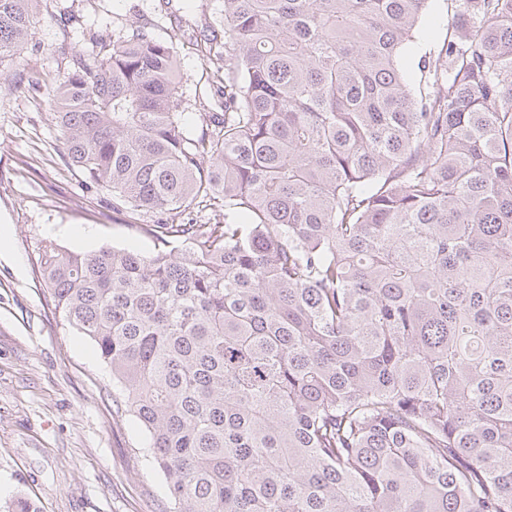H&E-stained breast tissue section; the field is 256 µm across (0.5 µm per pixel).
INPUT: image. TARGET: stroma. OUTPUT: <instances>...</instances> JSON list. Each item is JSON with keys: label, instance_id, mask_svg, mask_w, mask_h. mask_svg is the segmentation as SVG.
I'll return each instance as SVG.
<instances>
[{"label": "stroma", "instance_id": "1", "mask_svg": "<svg viewBox=\"0 0 512 512\" xmlns=\"http://www.w3.org/2000/svg\"><path fill=\"white\" fill-rule=\"evenodd\" d=\"M220 0H39L25 62L0 67V512L18 498L39 512H164L166 489L145 458L148 438L118 412L119 389L92 342L63 323L35 270L46 243L154 251L86 184L53 130L50 86L91 35L144 24L177 34L188 119L215 64L199 39Z\"/></svg>", "mask_w": 512, "mask_h": 512}]
</instances>
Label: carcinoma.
Wrapping results in <instances>:
<instances>
[{
  "mask_svg": "<svg viewBox=\"0 0 512 512\" xmlns=\"http://www.w3.org/2000/svg\"><path fill=\"white\" fill-rule=\"evenodd\" d=\"M37 0H0V67ZM222 0L183 115L173 39L74 50L57 140L165 251L43 250L149 435L169 512H512V0ZM219 224H170L196 201ZM453 11L447 9V4L441 0L435 2L433 10L428 14L423 22V28L431 26L432 36L429 38H421L413 49V54L408 58V66L412 70H416V63L421 54L429 51L438 44H442L448 33V25L451 24Z\"/></svg>",
  "mask_w": 512,
  "mask_h": 512,
  "instance_id": "cac0c4a2",
  "label": "carcinoma"
}]
</instances>
